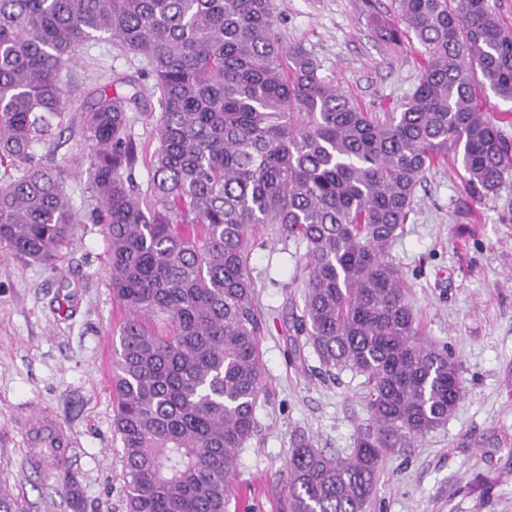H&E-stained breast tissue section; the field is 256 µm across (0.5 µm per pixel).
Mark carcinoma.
Here are the masks:
<instances>
[{
    "label": "carcinoma",
    "instance_id": "1",
    "mask_svg": "<svg viewBox=\"0 0 512 512\" xmlns=\"http://www.w3.org/2000/svg\"><path fill=\"white\" fill-rule=\"evenodd\" d=\"M385 46L411 32L426 66L380 122L326 83L312 54L285 46L273 0H0V245L52 264L83 223L37 148L80 112L110 241L109 284L124 307L112 358L114 427L128 512H228L237 451L262 394L248 232L276 224L304 245L296 332L326 372L365 377L367 418L346 456L296 436L290 512H366L383 457L448 422L457 360L424 340L389 250L433 169L461 160L467 187L512 176V147L485 88L512 103V28L489 0H393ZM107 41L140 58L160 116L145 155L134 79L75 96L77 52ZM148 170L137 182L138 164ZM80 506L76 476L58 474Z\"/></svg>",
    "mask_w": 512,
    "mask_h": 512
}]
</instances>
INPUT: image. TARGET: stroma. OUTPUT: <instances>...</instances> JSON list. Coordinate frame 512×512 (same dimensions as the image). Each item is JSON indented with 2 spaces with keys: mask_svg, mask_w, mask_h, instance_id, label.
<instances>
[{
  "mask_svg": "<svg viewBox=\"0 0 512 512\" xmlns=\"http://www.w3.org/2000/svg\"><path fill=\"white\" fill-rule=\"evenodd\" d=\"M273 7L282 41L308 49L324 81L378 118L413 93L426 65L413 34L392 48L372 36L371 16L391 0H273ZM141 68L110 43L85 46L74 69L78 92L128 77L151 88ZM80 140L75 112L38 154L62 169L74 209L86 215L96 199ZM249 246L265 378L256 431L237 453L234 494L243 512H288L293 434L349 453L366 416L364 378L349 370L321 375L312 348L295 349L292 321L303 309L296 243L268 225ZM109 250L102 225L88 221L75 225L51 266L0 247V490L15 512H74L56 474L43 469L30 425L39 409L53 414L66 465L81 477V512H127L111 388L124 311L108 282ZM391 254L422 335L462 366V400L419 447L383 459L366 512H512V179L480 196L454 169L432 170Z\"/></svg>",
  "mask_w": 512,
  "mask_h": 512,
  "instance_id": "obj_1",
  "label": "stroma"
}]
</instances>
